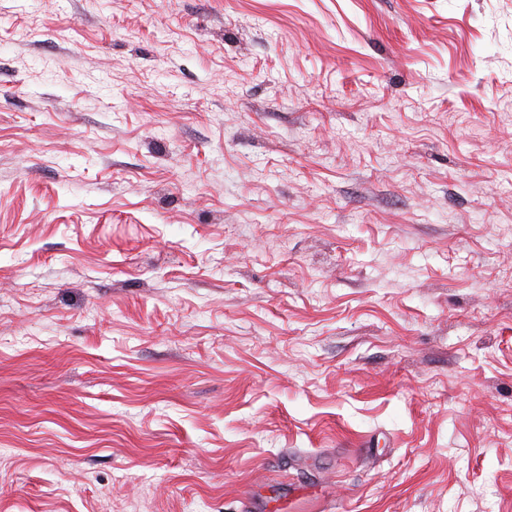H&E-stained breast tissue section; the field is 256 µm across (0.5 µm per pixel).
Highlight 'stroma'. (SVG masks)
<instances>
[{
    "label": "stroma",
    "mask_w": 512,
    "mask_h": 512,
    "mask_svg": "<svg viewBox=\"0 0 512 512\" xmlns=\"http://www.w3.org/2000/svg\"><path fill=\"white\" fill-rule=\"evenodd\" d=\"M512 512V0H0V512Z\"/></svg>",
    "instance_id": "stroma-1"
}]
</instances>
